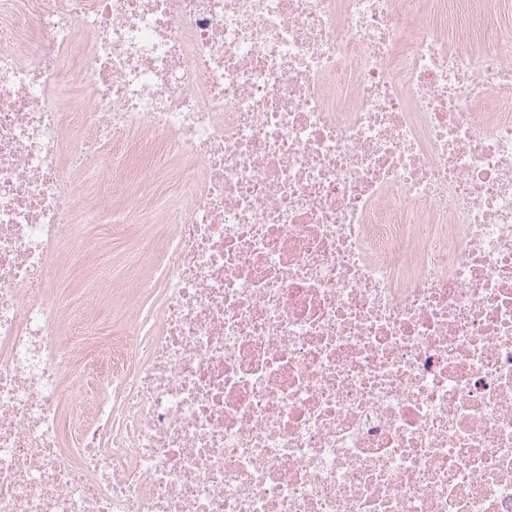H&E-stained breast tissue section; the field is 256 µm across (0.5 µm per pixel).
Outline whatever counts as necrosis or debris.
<instances>
[{
	"label": "necrosis or debris",
	"instance_id": "obj_1",
	"mask_svg": "<svg viewBox=\"0 0 512 512\" xmlns=\"http://www.w3.org/2000/svg\"><path fill=\"white\" fill-rule=\"evenodd\" d=\"M421 2L0 0V512H512V24ZM105 153H109L111 156V166L108 174H106V178L103 180V186L101 193L98 195L96 203L97 206L104 211V215L106 219L108 215L112 212V207L121 206L126 197L133 191L135 188L123 186L122 188H116L113 186L112 179V150L111 147H105ZM114 224H84L80 233L85 239L82 251L69 253L68 277L58 288L57 300L69 311H80L90 297L89 290L114 286L126 280L130 263L148 257L146 240L170 231L159 220L154 224H138L129 229H113ZM94 271V277L88 276Z\"/></svg>",
	"mask_w": 512,
	"mask_h": 512
}]
</instances>
